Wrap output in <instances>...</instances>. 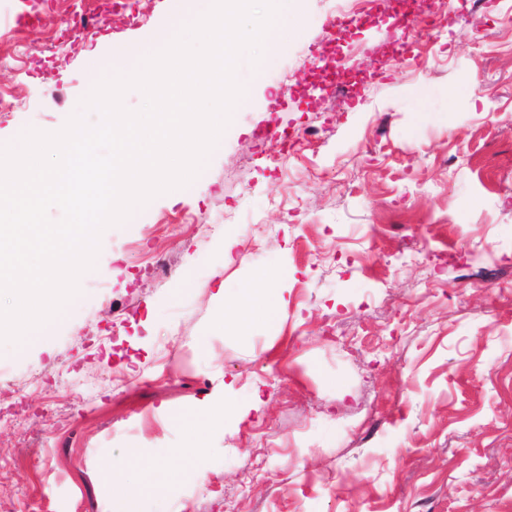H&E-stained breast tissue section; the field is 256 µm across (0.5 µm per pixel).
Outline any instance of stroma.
Here are the masks:
<instances>
[{
    "label": "stroma",
    "instance_id": "obj_1",
    "mask_svg": "<svg viewBox=\"0 0 512 512\" xmlns=\"http://www.w3.org/2000/svg\"><path fill=\"white\" fill-rule=\"evenodd\" d=\"M170 2L76 41L69 0L23 28L35 0H0V144L162 47ZM352 8L299 0L260 81L241 59L248 100L198 177L106 229L46 341L0 345V512H119L111 461L141 512H512V18L450 0L427 35L374 20L337 57L367 73L357 105L320 112L301 77ZM309 117L271 164L255 130ZM157 252L172 277L146 270ZM263 269L280 319L224 324ZM224 405L200 464L156 486L187 439L172 416Z\"/></svg>",
    "mask_w": 512,
    "mask_h": 512
}]
</instances>
